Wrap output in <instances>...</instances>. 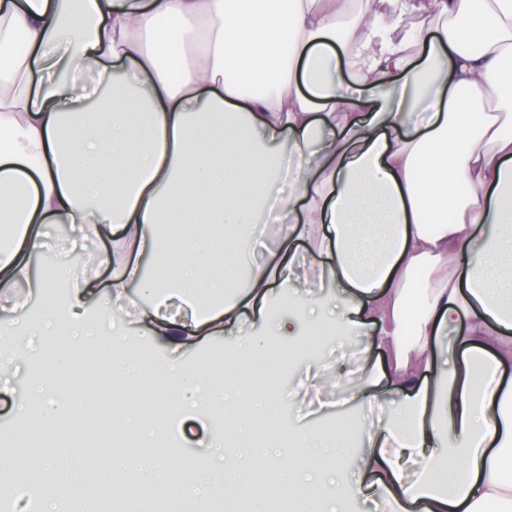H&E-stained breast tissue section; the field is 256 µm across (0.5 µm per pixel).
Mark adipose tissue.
<instances>
[{
    "instance_id": "1",
    "label": "adipose tissue",
    "mask_w": 512,
    "mask_h": 512,
    "mask_svg": "<svg viewBox=\"0 0 512 512\" xmlns=\"http://www.w3.org/2000/svg\"><path fill=\"white\" fill-rule=\"evenodd\" d=\"M0 0V211L12 231L0 244V372L22 351L57 341L83 346L101 327L127 334L151 321L168 350L148 364L129 357L121 397L151 379L157 416L122 471L176 492L181 512L216 485L212 466L187 471L157 447L158 419H177L210 397L214 417L252 426L278 390L254 392L268 342L244 335L245 316L274 321L303 342L325 334L368 341L387 363L343 390L346 402L380 404L403 393L358 442L340 421L329 459L356 478L331 489L301 471L313 437L270 435L271 495L326 497V512L377 493L387 512H512V0ZM96 71L87 88L75 77ZM345 67L359 82L348 94ZM270 224L274 265L248 263L254 225ZM46 224L109 227L105 301L95 284L69 287V252L55 250L51 293L39 317L18 311ZM169 224L163 239L152 225ZM326 256L335 294L290 314L312 269L294 249ZM135 253L159 272L150 303ZM190 325L169 316L172 301ZM200 336L235 342L223 388L202 364L185 365ZM27 380L37 408L19 405L15 445L27 448L56 419L87 409L83 379ZM262 456L222 457L224 486L246 498Z\"/></svg>"
}]
</instances>
